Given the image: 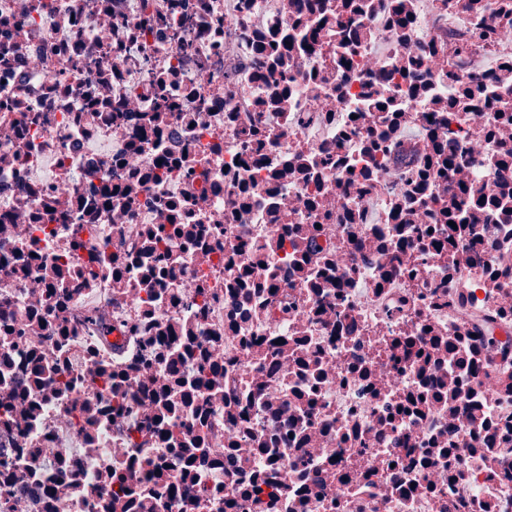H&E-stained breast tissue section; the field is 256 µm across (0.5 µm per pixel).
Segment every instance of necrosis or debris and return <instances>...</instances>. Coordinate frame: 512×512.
Returning <instances> with one entry per match:
<instances>
[{"instance_id":"obj_1","label":"necrosis or debris","mask_w":512,"mask_h":512,"mask_svg":"<svg viewBox=\"0 0 512 512\" xmlns=\"http://www.w3.org/2000/svg\"><path fill=\"white\" fill-rule=\"evenodd\" d=\"M360 2L0 0V512H512V7Z\"/></svg>"}]
</instances>
